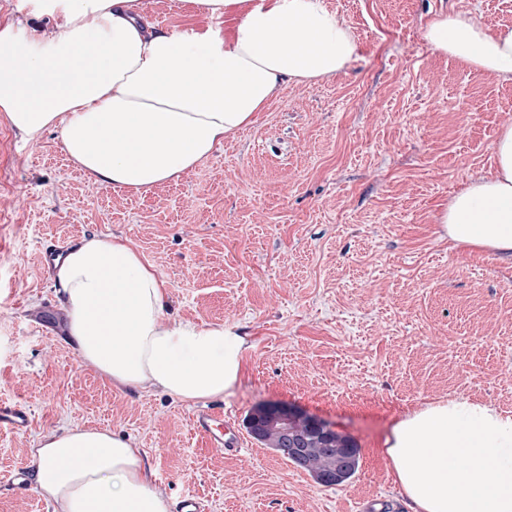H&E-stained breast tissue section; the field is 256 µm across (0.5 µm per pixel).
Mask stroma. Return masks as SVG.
<instances>
[{"mask_svg": "<svg viewBox=\"0 0 512 512\" xmlns=\"http://www.w3.org/2000/svg\"><path fill=\"white\" fill-rule=\"evenodd\" d=\"M161 27L202 23L186 0H143ZM360 53L346 76L290 86L257 122L179 181L142 195L90 182L55 134L0 121V397L30 409L0 430V512H50L17 490L42 433L91 426L134 439L171 505L207 512H409L383 443L400 416L465 395L512 413V261L451 248L436 221L488 172L512 82L434 52L441 12L512 26V0H325ZM120 235L169 291V316L235 322L241 379L211 407L244 440L227 454L194 432V405L118 390L83 367L60 324L44 245ZM284 402L354 439V476L324 486L247 427Z\"/></svg>", "mask_w": 512, "mask_h": 512, "instance_id": "1", "label": "stroma"}]
</instances>
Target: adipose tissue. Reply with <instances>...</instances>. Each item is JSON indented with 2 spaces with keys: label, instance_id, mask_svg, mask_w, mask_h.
<instances>
[{
  "label": "adipose tissue",
  "instance_id": "1",
  "mask_svg": "<svg viewBox=\"0 0 512 512\" xmlns=\"http://www.w3.org/2000/svg\"><path fill=\"white\" fill-rule=\"evenodd\" d=\"M227 31L161 29L143 0H21L31 27L0 22V119L26 141L56 133L93 182L143 193L180 179L253 125L283 89L346 74L359 45L325 0H186ZM444 56L512 82V28L466 13L430 18ZM452 247L512 258V124L492 166L438 217ZM65 332L82 365L116 387L196 403L238 385L247 339L234 323L172 321L167 290L122 236L85 237L54 267ZM411 512H512V415L454 397L407 412L383 443ZM54 512H170L146 454L110 430L39 436L29 457Z\"/></svg>",
  "mask_w": 512,
  "mask_h": 512
}]
</instances>
